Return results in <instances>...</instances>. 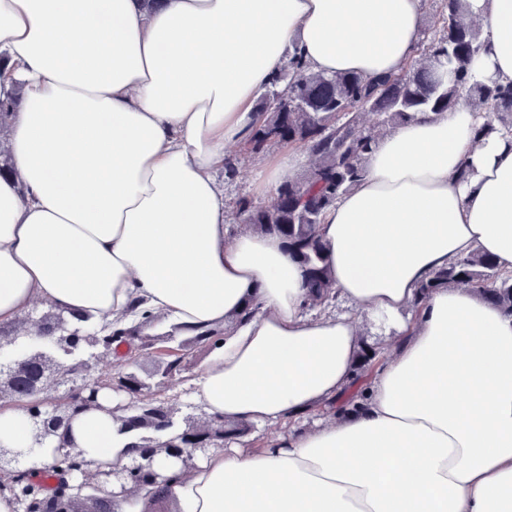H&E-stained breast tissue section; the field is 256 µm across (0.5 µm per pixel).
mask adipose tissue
Returning <instances> with one entry per match:
<instances>
[{
  "label": "adipose tissue",
  "instance_id": "obj_1",
  "mask_svg": "<svg viewBox=\"0 0 512 512\" xmlns=\"http://www.w3.org/2000/svg\"><path fill=\"white\" fill-rule=\"evenodd\" d=\"M468 16L484 30L474 79L512 83V0H468ZM421 28L420 0H0V99L20 101L0 116V324L40 299L92 328L135 306L223 327L196 400L286 427L187 473L158 458L175 512H512V316L461 286L414 303L474 251L512 274V132L476 137L463 100L378 140L319 227L348 315L307 312L302 268L277 236L233 231L217 179L289 48L372 79ZM363 317L399 340L345 409ZM72 435L99 466L136 441L99 410Z\"/></svg>",
  "mask_w": 512,
  "mask_h": 512
}]
</instances>
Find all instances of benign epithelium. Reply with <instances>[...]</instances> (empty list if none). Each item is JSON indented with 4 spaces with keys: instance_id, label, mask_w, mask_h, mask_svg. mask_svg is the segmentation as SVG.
<instances>
[{
    "instance_id": "1",
    "label": "benign epithelium",
    "mask_w": 512,
    "mask_h": 512,
    "mask_svg": "<svg viewBox=\"0 0 512 512\" xmlns=\"http://www.w3.org/2000/svg\"><path fill=\"white\" fill-rule=\"evenodd\" d=\"M24 338L17 324L0 327V407L23 408L31 430L29 447L0 446V487L11 494L15 512H81L79 503L88 499L95 501L93 512H114L115 503L129 496L131 485L153 486L154 494H161L166 479L155 470L157 457L171 458L187 470L198 455L224 443V420L209 415L185 420L180 433L165 441L139 438L134 455L119 467H91L68 431L74 417L100 407V391L126 395L134 413L126 414L124 405L116 411L117 420L130 432L174 428L173 412L156 403L150 384L134 372L92 373L97 355L112 354L110 334L70 329L63 312L55 308L38 321L31 343L3 353ZM46 447L56 452L50 465L38 452ZM48 467L59 473L50 496L41 477Z\"/></svg>"
}]
</instances>
